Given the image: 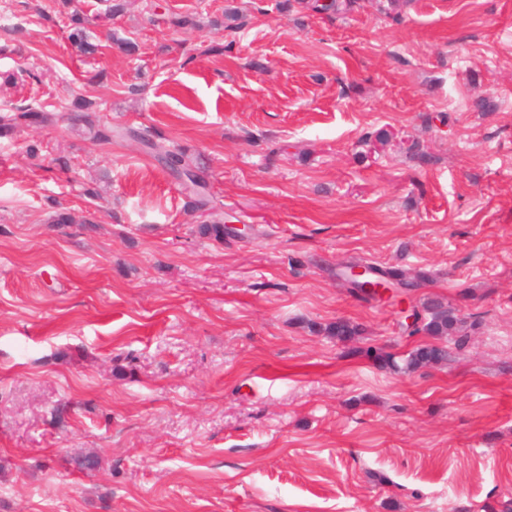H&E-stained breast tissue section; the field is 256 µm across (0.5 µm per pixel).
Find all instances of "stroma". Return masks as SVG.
Segmentation results:
<instances>
[{"instance_id":"stroma-1","label":"stroma","mask_w":512,"mask_h":512,"mask_svg":"<svg viewBox=\"0 0 512 512\" xmlns=\"http://www.w3.org/2000/svg\"><path fill=\"white\" fill-rule=\"evenodd\" d=\"M338 2L82 0L84 54L62 0H0V109L56 117L0 137V512H512V0ZM353 263L426 273L464 347ZM74 112H81L79 115L80 120L89 129V133L93 132V138L97 140H109L112 136V130L100 129L96 111L93 110V102L81 99L75 103ZM152 149L157 154V156L161 160H163V162L169 169L173 171L177 169L192 171L196 179L198 178L200 180V176L198 173L199 166L197 165V162L193 158L189 157L183 152H176L169 149H165L163 146L158 145L156 143L152 144ZM345 275L351 285L364 292L372 294L376 297L381 298H393L398 297L399 303L402 305L401 313L406 314L405 320L407 321V326L411 331L414 329V323L416 320L415 311L423 315V313L415 308L406 307L404 301V295L407 294L411 289L399 286V285H412L413 287L418 286V282L425 278L424 275H420L419 278L408 279L403 273L398 271H391L387 274L388 282L396 283L398 285H391L380 278H373V275H377V273L370 269L369 267L364 266H349L345 272ZM385 365L396 369L397 371H413L419 367L425 366L431 362H439L448 358V351L445 348H433L428 349L427 347L419 348L411 353L406 359L403 360V364H398L397 361L391 356L383 357L378 356Z\"/></svg>"}]
</instances>
